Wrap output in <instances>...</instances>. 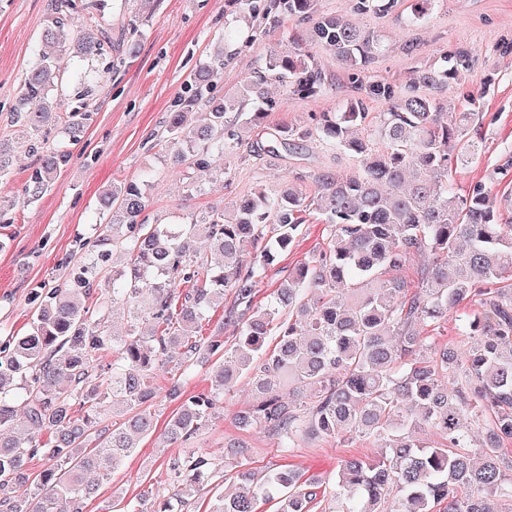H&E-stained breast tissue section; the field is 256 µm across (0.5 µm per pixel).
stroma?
I'll return each instance as SVG.
<instances>
[{
	"instance_id": "stroma-1",
	"label": "stroma",
	"mask_w": 512,
	"mask_h": 512,
	"mask_svg": "<svg viewBox=\"0 0 512 512\" xmlns=\"http://www.w3.org/2000/svg\"><path fill=\"white\" fill-rule=\"evenodd\" d=\"M50 3L0 0V139L14 150L8 180L15 191L24 184L33 159L25 150L27 132L11 123L9 112L34 58ZM414 5L415 0H399L392 13L354 16L357 25L377 31L382 40L383 51L369 70L370 78L402 86L418 71L440 63L447 50L457 47L470 53L473 69L448 89L447 96L452 111L462 112L466 109L464 94L480 95L481 150L468 161L452 162L448 181L461 195L485 187L504 218L512 221V0H433L419 24L409 27L405 19ZM132 18L137 21L136 54L113 74L111 83L97 91L91 118L80 141L70 145L71 160L54 189L37 205L11 210V223L0 224V336L26 331L32 290L53 287L63 277L78 238L92 237L93 225L101 223L99 197L112 182L147 181L145 215L150 221L165 222L184 213L201 214L228 205L260 183L283 185L295 171L310 172L329 160L325 145L309 138L301 141L297 153L276 159L261 161L244 152L228 159L212 156L209 168L200 171L174 164L165 147L157 143L168 113L213 43L224 32L245 30L246 23L238 0H104L100 12L70 15L68 26L76 33L93 25L118 29ZM300 33L291 21L265 26L258 39L225 66L218 93H236L270 50ZM308 51L331 77L330 88L320 97L298 99L286 97L279 85H268L269 97L279 103L269 118L271 124L299 129L307 125L310 113L338 111L351 98L348 76L340 63L317 45H309ZM227 166L233 169L229 180L222 176ZM192 179L202 191L191 197L186 186ZM326 246L322 225H305L302 235L260 284L257 301H264L289 270ZM251 400L248 379H240L225 393L224 407L205 430L200 447L218 449L239 437L256 467L286 461L309 475L332 471L339 459L375 453L374 444L365 439L343 445L320 439L282 458L266 431L243 434L236 429V413ZM179 452V446H162L156 437L143 439L140 448L87 501L84 512H100L116 490L129 498L147 487L154 494H168L165 462Z\"/></svg>"
}]
</instances>
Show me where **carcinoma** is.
I'll return each mask as SVG.
<instances>
[{"label":"carcinoma","mask_w":512,"mask_h":512,"mask_svg":"<svg viewBox=\"0 0 512 512\" xmlns=\"http://www.w3.org/2000/svg\"><path fill=\"white\" fill-rule=\"evenodd\" d=\"M352 13L388 14L398 0H351ZM103 8V0H52L35 60L20 84L11 122L31 130V172L16 199L30 206L50 190L70 161L49 135L75 141L83 133L96 89L112 79L133 46L112 53V36L92 26L74 35L67 17ZM248 21L293 19L307 40L333 54L348 71L355 96L339 112H320L298 138L316 137L353 158L358 174L327 164L309 174L316 186L258 185L221 209L174 223L148 224L147 184L124 181L104 193L107 216L71 254L63 282L34 295L28 330L0 338V512H83L98 481L118 470L140 439L155 432L159 396L177 407L161 436L184 445L166 461L172 492L113 496L105 512H191L203 490L206 512H500L512 503V224L501 223L496 201L478 186L466 196L448 185L452 159L478 154L479 113L448 123L442 93L471 68L468 53H445L448 67L428 68L398 87L368 79L382 51L376 32L343 17L319 13L317 0H240ZM225 34L186 80L164 126L165 146L177 162L205 170L214 154L242 147L260 156L297 148L293 134L266 128L267 143L250 140L277 103L263 86L285 95L318 97L328 77L298 39L270 51L244 93L218 99L214 85L231 58ZM76 60L61 75L55 51ZM70 82L77 104L62 112ZM386 111L371 119L367 101ZM206 113L194 125L193 111ZM324 224L327 247L295 267L263 304L260 283L293 245L311 216ZM203 239L221 256L204 268ZM250 242L255 251L243 256ZM414 253L429 255L422 287L413 291L399 271ZM98 294L94 316L86 299ZM224 310L232 340L200 335L211 310ZM474 309L461 311L465 302ZM459 315L471 347L459 354L420 329ZM126 321L125 334L110 331ZM113 355L103 366L104 353ZM210 365L207 391L184 398V380ZM173 371L164 392L156 377ZM253 380L254 398L234 418L241 431L263 429L282 456L301 443L330 438L378 442L373 457L338 462L336 472L305 476L281 465L259 470L230 443L216 453L196 444L216 405L236 379ZM122 417L104 424L107 409ZM433 428L431 447L420 431ZM33 459L43 461L36 475Z\"/></svg>","instance_id":"obj_1"}]
</instances>
